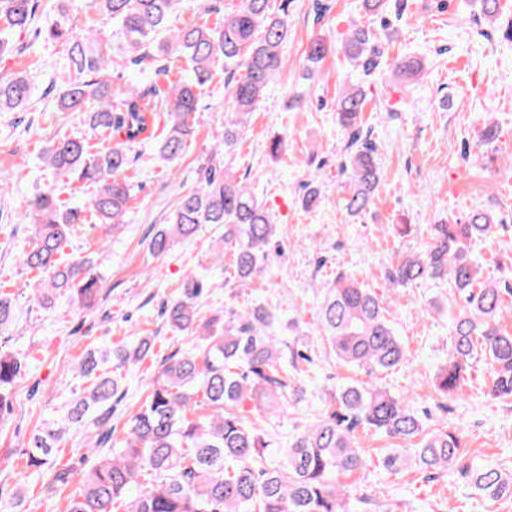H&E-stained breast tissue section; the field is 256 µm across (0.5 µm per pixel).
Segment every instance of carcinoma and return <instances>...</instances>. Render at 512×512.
<instances>
[{"instance_id":"cac0c4a2","label":"carcinoma","mask_w":512,"mask_h":512,"mask_svg":"<svg viewBox=\"0 0 512 512\" xmlns=\"http://www.w3.org/2000/svg\"><path fill=\"white\" fill-rule=\"evenodd\" d=\"M37 35L67 47L68 81L60 92L63 112H77L95 133L105 136L96 152L88 140L63 137L50 144L41 160L50 168L98 186L86 202L68 204L48 184L27 200L34 224L22 266L42 277L39 295L46 304L70 293L83 307L100 300L103 282L87 254L61 259L73 227L94 218L112 230L124 225L132 185L125 172L134 149L162 137L159 153L169 162L180 159L192 138V114L198 90L212 77L213 65L224 61L231 85L230 112L215 150L234 151L257 102L283 62V46L291 28L289 6L280 0L270 12L269 0H239L217 27L187 25L168 30L173 12L184 0H92L102 27L86 33L71 22L69 2L56 0ZM40 0H0V57L17 50L14 37L32 25ZM123 41L124 56H111V40ZM372 30L357 27L343 49L355 69L370 77L380 67L383 51L373 45ZM331 51L324 38H311L304 60L313 66ZM182 59L190 69L183 80L163 88L135 84L112 86V72L145 64L155 78L169 75L170 63ZM424 65L405 57L396 61L404 77L416 78ZM31 87L24 75L0 77V112H14L28 101ZM367 100L360 86L344 91L336 104V125L347 136L341 169L347 175L345 209L365 214L374 204L381 182L378 146L364 130ZM322 191L317 177L304 184L301 206L316 208ZM207 224L224 227V247L232 253L234 278L244 287L268 260L276 224L272 214L242 182L209 167L200 186L179 199L166 224L149 238L150 251L163 258L180 242L195 238ZM498 225L485 212L456 224H432L420 251L397 256L384 271L392 289L428 281L448 283L456 307L451 318L448 354L437 366V390L448 401L465 398L469 377L478 367L489 376V395L512 400V332L500 317L512 281L491 282L472 254V245L492 235ZM207 288L202 280L185 279L181 296L166 304L171 328L195 337L190 348L163 360L145 399L123 437L108 426L112 398L121 370L153 355L148 336L112 354V369H101L90 352L79 365L89 385L72 402L64 425L99 429L87 448L88 468L58 470L53 463L60 430L43 427L31 434L19 454L25 467L63 487L77 482L79 491L67 512H361L377 505L368 495L352 496L340 478L365 465L358 433L374 431L390 440L378 464L390 475L414 467L428 476L456 470L492 501L512 497V474L493 466L465 461L467 434L461 427L430 430L418 411L373 382L347 383L329 392L326 410L288 437L286 447L273 446L272 433L261 421L245 416L278 417L301 399L304 386L299 364L311 357L276 334L278 315L256 301L239 310L200 314ZM318 326L339 362L380 373L400 367L406 348L387 318L382 300L343 273L326 288L319 303ZM25 364L0 350V423L11 414L14 389Z\"/></svg>"}]
</instances>
